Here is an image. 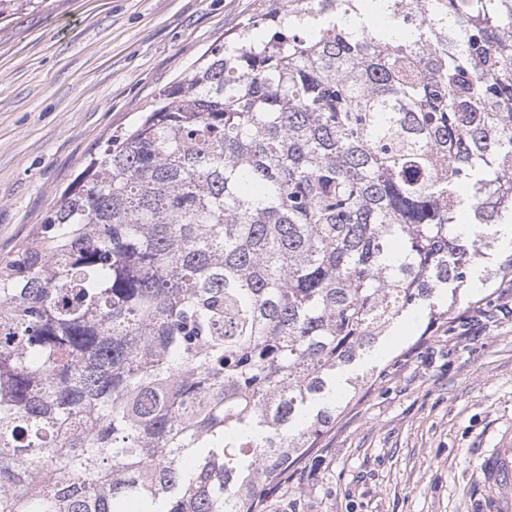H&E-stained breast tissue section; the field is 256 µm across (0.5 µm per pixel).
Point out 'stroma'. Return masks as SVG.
<instances>
[{"label":"stroma","instance_id":"35a3bbf8","mask_svg":"<svg viewBox=\"0 0 512 512\" xmlns=\"http://www.w3.org/2000/svg\"><path fill=\"white\" fill-rule=\"evenodd\" d=\"M264 0H44L0 19V258L40 231L110 133L150 111ZM424 334L402 319L368 377L262 512H481V451L512 431V314L497 286Z\"/></svg>","mask_w":512,"mask_h":512}]
</instances>
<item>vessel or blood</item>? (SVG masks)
<instances>
[{
	"label": "vessel or blood",
	"instance_id": "1",
	"mask_svg": "<svg viewBox=\"0 0 512 512\" xmlns=\"http://www.w3.org/2000/svg\"><path fill=\"white\" fill-rule=\"evenodd\" d=\"M481 512H512V436L481 456Z\"/></svg>",
	"mask_w": 512,
	"mask_h": 512
}]
</instances>
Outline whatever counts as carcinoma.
I'll list each match as a JSON object with an SVG mask.
<instances>
[{
    "label": "carcinoma",
    "instance_id": "obj_1",
    "mask_svg": "<svg viewBox=\"0 0 512 512\" xmlns=\"http://www.w3.org/2000/svg\"><path fill=\"white\" fill-rule=\"evenodd\" d=\"M507 225L512 0H272L0 259V512H259Z\"/></svg>",
    "mask_w": 512,
    "mask_h": 512
}]
</instances>
